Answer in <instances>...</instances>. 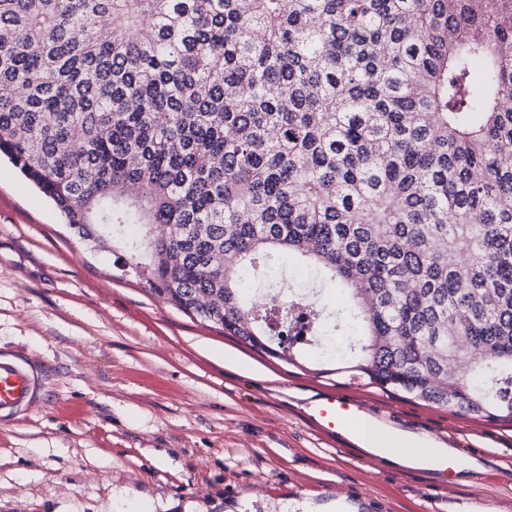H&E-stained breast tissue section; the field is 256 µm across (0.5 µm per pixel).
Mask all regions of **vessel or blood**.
Listing matches in <instances>:
<instances>
[{
	"mask_svg": "<svg viewBox=\"0 0 512 512\" xmlns=\"http://www.w3.org/2000/svg\"><path fill=\"white\" fill-rule=\"evenodd\" d=\"M45 377L40 363L0 349V424L42 401ZM311 417L323 433L348 442L360 440V427L367 423L368 412L347 393L339 391L319 396ZM397 447L410 458L430 460L433 473L442 478H450L455 470L456 458L437 453L420 434L399 435Z\"/></svg>",
	"mask_w": 512,
	"mask_h": 512,
	"instance_id": "1",
	"label": "vessel or blood"
}]
</instances>
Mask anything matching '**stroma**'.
I'll use <instances>...</instances> for the list:
<instances>
[{"instance_id": "obj_1", "label": "stroma", "mask_w": 512, "mask_h": 512, "mask_svg": "<svg viewBox=\"0 0 512 512\" xmlns=\"http://www.w3.org/2000/svg\"><path fill=\"white\" fill-rule=\"evenodd\" d=\"M90 248L0 160V348L44 363L45 400L0 425V512H512V428L356 383L371 416L480 469L449 486L332 440L309 401L332 322L289 365L190 319Z\"/></svg>"}]
</instances>
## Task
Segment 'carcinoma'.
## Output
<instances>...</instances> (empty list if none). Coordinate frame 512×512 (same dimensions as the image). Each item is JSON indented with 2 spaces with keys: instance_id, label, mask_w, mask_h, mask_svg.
I'll return each mask as SVG.
<instances>
[{
  "instance_id": "1",
  "label": "carcinoma",
  "mask_w": 512,
  "mask_h": 512,
  "mask_svg": "<svg viewBox=\"0 0 512 512\" xmlns=\"http://www.w3.org/2000/svg\"><path fill=\"white\" fill-rule=\"evenodd\" d=\"M512 0H0V152L92 247L290 364L512 426Z\"/></svg>"
}]
</instances>
